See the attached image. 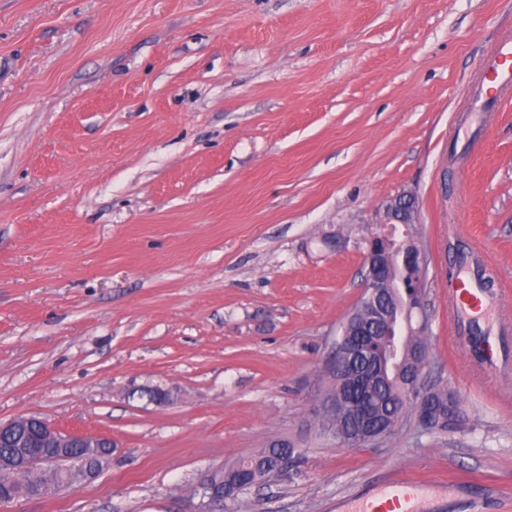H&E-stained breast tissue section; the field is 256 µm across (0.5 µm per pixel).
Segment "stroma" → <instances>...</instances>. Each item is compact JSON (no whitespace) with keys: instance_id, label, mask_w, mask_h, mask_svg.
<instances>
[{"instance_id":"35a3bbf8","label":"stroma","mask_w":512,"mask_h":512,"mask_svg":"<svg viewBox=\"0 0 512 512\" xmlns=\"http://www.w3.org/2000/svg\"><path fill=\"white\" fill-rule=\"evenodd\" d=\"M505 37L512 0H0V421L114 442L0 512H195L275 437L298 457L234 512H334L396 472L456 481L430 512H512V380L448 306L484 247L512 328V91L473 94ZM407 192L428 378L472 425L325 445L321 367Z\"/></svg>"}]
</instances>
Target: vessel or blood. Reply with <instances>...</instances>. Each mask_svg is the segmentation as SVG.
<instances>
[{
  "label": "vessel or blood",
  "mask_w": 512,
  "mask_h": 512,
  "mask_svg": "<svg viewBox=\"0 0 512 512\" xmlns=\"http://www.w3.org/2000/svg\"><path fill=\"white\" fill-rule=\"evenodd\" d=\"M487 78L493 93L499 94L512 87V38L503 39L493 49L487 63ZM484 261L483 253L471 256L470 274L456 277L449 291L452 309L469 323L489 319L495 309L492 294L472 285V271L482 267ZM479 362L499 375H512V359L503 352L499 340L486 341ZM449 491V486L444 484L423 483L395 474L387 482L376 485L369 497L359 499L357 507L346 508L345 512H427L432 497Z\"/></svg>",
  "instance_id": "b4317fda"
}]
</instances>
